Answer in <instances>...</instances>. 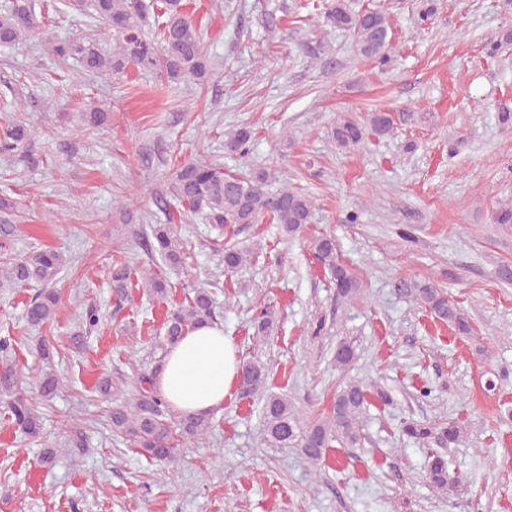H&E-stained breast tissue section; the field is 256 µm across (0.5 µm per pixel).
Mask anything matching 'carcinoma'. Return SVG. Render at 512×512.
Segmentation results:
<instances>
[{"mask_svg":"<svg viewBox=\"0 0 512 512\" xmlns=\"http://www.w3.org/2000/svg\"><path fill=\"white\" fill-rule=\"evenodd\" d=\"M156 21L160 42L156 43L143 31L142 22L151 9L144 0H67L66 7L77 12L87 11L93 18L111 30L117 40L112 55L101 54L96 40L87 34H76L52 45V52L61 64L69 60L79 62L85 69L102 74H120L134 66L140 71L153 72L168 78L199 81L208 72L209 61L204 52L199 29L184 12L183 0H155ZM326 19L340 30L351 33L358 53L367 58L385 62L392 49V28L389 17L381 10L365 9L355 12L347 0H330L326 5ZM35 0H4L0 4V46H9L37 29ZM385 136L393 129V119L386 112H373L364 126L351 119L337 123L333 133L335 143L347 148L358 145L365 130ZM36 129L24 120H12L0 129V156L31 158L30 147ZM251 131L242 127L228 135L226 149L245 155ZM270 173L259 171L248 178L230 174L215 163L204 159L187 160L174 169L170 179L172 199L185 205L194 214H200L210 224H255L259 218L270 216L292 236L310 222L312 199L286 186L271 192L267 189ZM154 243L151 251L169 265L182 263L181 251L171 224L151 226ZM316 258L328 271L340 295L351 298L358 294L360 281L350 268L341 263L336 244L330 237L315 242ZM247 260L244 251L235 246L224 249V269L231 271ZM64 267L63 256L52 249L33 251L29 256L0 270V288H15L36 284L35 293L26 308L27 322L35 327L52 323L57 315L58 293L53 288ZM130 269L126 265L112 270V291L119 297L127 295ZM141 285L147 291L164 299L168 295L167 282L151 271L141 274ZM399 290L429 309L434 316L455 326L459 333L470 331L468 323L447 294L428 281L402 279ZM214 319V299L206 288L194 289V296L186 303L172 308L162 324L158 339L161 348L168 349L193 328ZM277 321L276 310L266 305L256 314L252 323L254 342H266ZM99 323L96 307L90 305L78 317L73 342L82 349ZM13 351L12 338L0 337V357L7 364L0 367V401L6 405L16 430L28 438H36L41 431L40 409L57 393L59 379L52 372H44L38 380L39 397L27 395V376L17 364L8 363ZM356 359L353 347L342 342L335 352L336 366L346 370ZM267 367L258 360L241 359L238 372L240 397H256L261 401L260 440L271 448L290 445L302 449L308 462L316 467L327 448L336 442L344 448H354L361 440L363 414L367 404V385L350 380L336 393L328 413L308 420L288 396L267 389ZM152 380L143 375L137 384H127L120 378L102 380L99 391L114 396L112 432L131 445L144 451L150 458L167 467L177 463L175 448L170 446L171 428L167 422L168 404L162 395L149 388ZM211 422L204 416H188L179 420L180 435L189 441L203 440ZM404 433L423 443L433 444L439 450L427 461L429 481L438 489L446 490L456 484L448 474V462L441 449L460 440V429L454 422L436 424L410 423Z\"/></svg>","mask_w":512,"mask_h":512,"instance_id":"1","label":"carcinoma"}]
</instances>
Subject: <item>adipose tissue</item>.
Returning a JSON list of instances; mask_svg holds the SVG:
<instances>
[{
  "label": "adipose tissue",
  "instance_id": "1",
  "mask_svg": "<svg viewBox=\"0 0 512 512\" xmlns=\"http://www.w3.org/2000/svg\"><path fill=\"white\" fill-rule=\"evenodd\" d=\"M238 364L235 345L221 325L199 326L168 350L156 386L178 414H208L231 397Z\"/></svg>",
  "mask_w": 512,
  "mask_h": 512
}]
</instances>
